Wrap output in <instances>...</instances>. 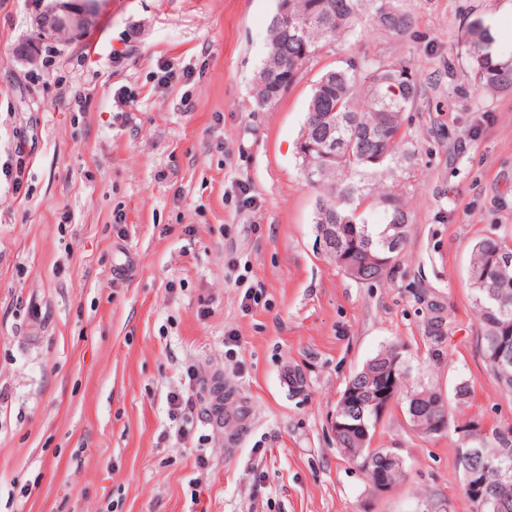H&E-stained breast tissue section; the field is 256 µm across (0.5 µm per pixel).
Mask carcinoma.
<instances>
[{
  "mask_svg": "<svg viewBox=\"0 0 512 512\" xmlns=\"http://www.w3.org/2000/svg\"><path fill=\"white\" fill-rule=\"evenodd\" d=\"M288 5L294 13L310 16L311 23L304 30H286L271 22L265 58L279 57L281 68L293 82L326 45L362 34L366 22L388 35H401L413 24L399 0H288ZM470 35L472 43L479 44L473 59L481 87L511 90L512 66L488 69L481 64L492 43L489 29L476 24ZM420 97L421 88L410 66L365 53L325 71L308 103L301 136L316 145L326 135L343 141V150L331 156L317 150L307 157L298 156L302 168L318 170L317 184L323 189L315 224L336 225V241L326 254L342 270L356 266L359 281L380 280L389 274L394 263L386 259H396L400 252H390L387 240L399 225L400 246L406 243L405 198L412 186L416 142L405 126L404 114ZM377 210L379 222L373 219ZM469 279L484 359L501 388L511 394L512 367L511 376L502 377L497 356L512 361V242L493 236L477 241L470 253ZM427 310L426 335L432 351L437 352L446 335L443 306L429 301ZM397 350L395 345L386 347L347 382L358 391L356 402L349 405L340 399L336 404V418L347 424L338 432L336 445L349 449L346 459L356 466L367 460L372 469L387 470L392 449L370 447L379 416L367 402L376 378L387 373ZM471 394L464 382L455 386L448 399L431 389L411 391L406 400L409 422L425 437L442 435L455 422L457 407ZM466 426L473 429L481 457L470 462L465 447L457 450L463 495L473 512H512V480L483 485V474L490 467L512 475V429L492 430L495 443L486 445L479 423L470 421Z\"/></svg>",
  "mask_w": 512,
  "mask_h": 512,
  "instance_id": "obj_1",
  "label": "carcinoma"
}]
</instances>
